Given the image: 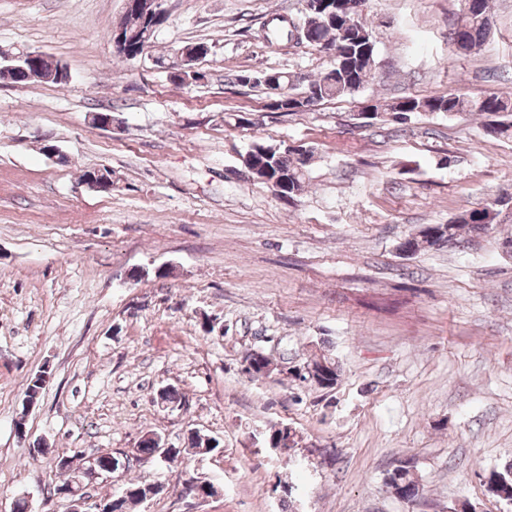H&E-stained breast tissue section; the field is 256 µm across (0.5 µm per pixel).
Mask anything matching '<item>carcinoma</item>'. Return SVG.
<instances>
[{
  "label": "carcinoma",
  "mask_w": 512,
  "mask_h": 512,
  "mask_svg": "<svg viewBox=\"0 0 512 512\" xmlns=\"http://www.w3.org/2000/svg\"><path fill=\"white\" fill-rule=\"evenodd\" d=\"M464 2L463 18L453 28V43H461V51L470 53L476 50L481 42L491 32V18L488 0H462ZM362 0H345L344 9L347 16L357 21V29L350 36L342 34L345 20L335 14L321 11H306L298 19L299 29L293 31L285 26L273 25L268 33V44L278 45L283 42L305 43L320 53L328 54L340 51L341 66H331L323 74L305 80L304 77L280 72L281 81L288 86V93L280 97H273L268 107L280 112L305 111L316 103L328 99L350 95L366 83L375 79L376 54L371 32L362 21L359 6ZM307 82V90L302 94L292 93L293 88ZM389 110L401 115L419 112H446L455 115L462 112L478 114L512 113V98H505L495 92L462 93L450 92L444 96L420 98L406 96L389 106ZM263 163L264 170L258 172V177L265 182L276 181L283 183L285 189L282 196L288 200H295V196L302 188L305 177L307 156L295 154L292 150L280 151L271 146L257 144L247 152L243 160L246 170L255 168V163ZM472 232L488 233L490 229L484 224L451 223L429 224L422 227L418 233L409 236L400 244L404 252H416L421 248H439L448 245H461L467 241ZM314 367L316 382L314 385L327 391L336 386L341 368L339 363L324 354L315 356L307 361ZM277 368L270 367V361L258 356L252 358V368L244 370L254 379L269 378ZM288 439V426L282 425L267 435L266 443L272 448L279 449L285 455L291 449L280 447V443ZM220 447L216 438H205L194 433L189 438L188 447L173 448L170 459H175L190 451L209 454ZM388 488L397 489L404 500L413 501L423 494V486L419 483L413 472V466L408 461L400 462L385 479ZM485 484L492 495L512 501V464H507L501 470H492L486 476ZM126 492L124 498L114 504L118 512H132L142 500L152 493V487L139 484L132 480L121 487Z\"/></svg>",
  "instance_id": "carcinoma-1"
}]
</instances>
